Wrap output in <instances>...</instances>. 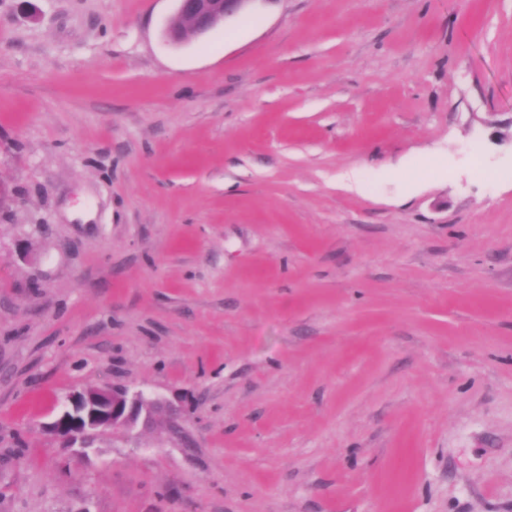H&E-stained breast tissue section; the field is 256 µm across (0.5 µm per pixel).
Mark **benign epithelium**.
<instances>
[{"label": "benign epithelium", "mask_w": 512, "mask_h": 512, "mask_svg": "<svg viewBox=\"0 0 512 512\" xmlns=\"http://www.w3.org/2000/svg\"><path fill=\"white\" fill-rule=\"evenodd\" d=\"M173 22L165 36L182 43L186 33L204 35L224 20L240 14L253 0H175ZM156 400L142 389L126 386L89 388L75 398L73 410L63 412L49 426L55 438L68 448H89L92 439L108 429L132 430L147 423Z\"/></svg>", "instance_id": "1"}]
</instances>
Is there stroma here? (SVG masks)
<instances>
[{
	"mask_svg": "<svg viewBox=\"0 0 512 512\" xmlns=\"http://www.w3.org/2000/svg\"><path fill=\"white\" fill-rule=\"evenodd\" d=\"M175 9L0 0V512H512V0ZM176 11L165 31L167 40L182 43L187 32L204 35L227 18L239 15L252 0H174ZM180 22L175 24V22ZM155 405L156 400L143 389L89 388L75 398L73 410L64 411L48 429L68 448H89L105 430L130 431L147 423Z\"/></svg>",
	"mask_w": 512,
	"mask_h": 512,
	"instance_id": "obj_1",
	"label": "stroma"
}]
</instances>
